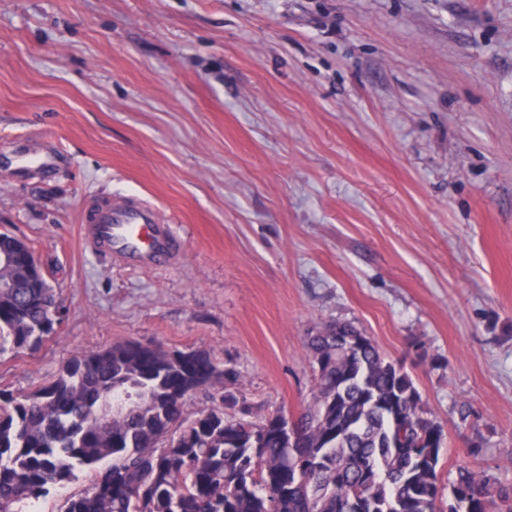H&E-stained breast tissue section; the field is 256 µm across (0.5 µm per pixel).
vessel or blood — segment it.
Listing matches in <instances>:
<instances>
[{
  "instance_id": "vessel-or-blood-1",
  "label": "vessel or blood",
  "mask_w": 512,
  "mask_h": 512,
  "mask_svg": "<svg viewBox=\"0 0 512 512\" xmlns=\"http://www.w3.org/2000/svg\"><path fill=\"white\" fill-rule=\"evenodd\" d=\"M82 233L93 249L133 266L168 265L180 254L172 227L160 223L150 206L104 198L81 217Z\"/></svg>"
}]
</instances>
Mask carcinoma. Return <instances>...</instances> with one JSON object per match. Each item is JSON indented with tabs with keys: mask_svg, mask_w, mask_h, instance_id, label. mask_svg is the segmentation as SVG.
Wrapping results in <instances>:
<instances>
[{
	"mask_svg": "<svg viewBox=\"0 0 512 512\" xmlns=\"http://www.w3.org/2000/svg\"><path fill=\"white\" fill-rule=\"evenodd\" d=\"M0 249L20 261L31 246L3 232ZM6 277L0 352L35 351L65 304L43 276ZM307 345L314 385L296 415L255 410L202 349L175 361L138 342L77 355L27 394L0 389V512H34L79 472L90 486L64 512H442L443 429L404 364L351 322ZM220 379L214 403L183 418ZM448 512H512V483L463 467Z\"/></svg>",
	"mask_w": 512,
	"mask_h": 512,
	"instance_id": "carcinoma-1",
	"label": "carcinoma"
}]
</instances>
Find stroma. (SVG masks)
Instances as JSON below:
<instances>
[{"mask_svg": "<svg viewBox=\"0 0 512 512\" xmlns=\"http://www.w3.org/2000/svg\"><path fill=\"white\" fill-rule=\"evenodd\" d=\"M21 143L58 165L17 175ZM130 195L174 264L84 244L82 210ZM0 232L65 304L0 388L133 341L207 350L296 414L307 336L345 321L405 363L443 477L512 482V0H0Z\"/></svg>", "mask_w": 512, "mask_h": 512, "instance_id": "stroma-1", "label": "stroma"}]
</instances>
